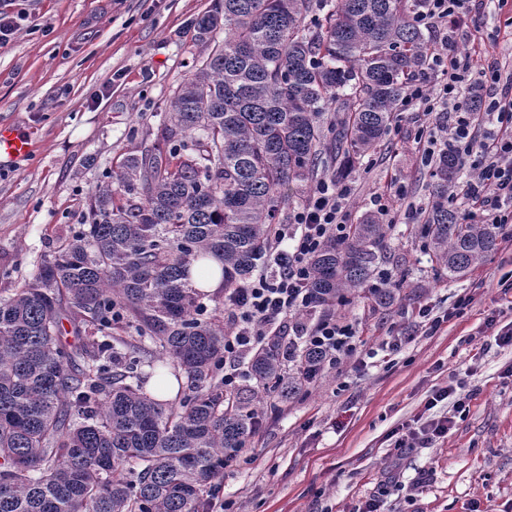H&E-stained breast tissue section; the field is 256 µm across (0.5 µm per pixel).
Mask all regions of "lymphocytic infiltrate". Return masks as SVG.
Instances as JSON below:
<instances>
[{"label": "lymphocytic infiltrate", "mask_w": 512, "mask_h": 512, "mask_svg": "<svg viewBox=\"0 0 512 512\" xmlns=\"http://www.w3.org/2000/svg\"><path fill=\"white\" fill-rule=\"evenodd\" d=\"M485 0H425L418 24L438 34L430 57L434 88L414 83L401 100L402 110L422 117L416 142L428 156L437 146L453 150L472 177L454 190L468 219L499 224L503 239L512 242V72L500 66L482 68L472 53L453 46L475 5ZM477 83L485 92L482 111H474L461 88ZM350 185L335 178L320 179L307 202L294 211L290 223L274 225L271 252L275 269L260 274L246 287L224 299L229 329L224 336V393L234 397L244 373L239 361L257 346L275 345L299 364L306 384H315L323 369H341L357 352L358 334L352 323L335 317L308 321L314 304L308 288L311 257L329 236H344L349 227ZM312 351L317 365L303 366L299 355ZM453 412L432 419L419 429L401 426L395 432L397 458L412 449L447 437L454 417L465 412L467 398L453 399Z\"/></svg>", "instance_id": "1"}]
</instances>
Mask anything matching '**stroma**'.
<instances>
[{"mask_svg":"<svg viewBox=\"0 0 512 512\" xmlns=\"http://www.w3.org/2000/svg\"><path fill=\"white\" fill-rule=\"evenodd\" d=\"M211 0H0L16 30L0 45V122L27 130L35 152L0 169V296L8 295L81 221L87 198L123 155L150 146L172 90L199 54L188 22ZM494 6L477 12L454 46L479 45L490 62L512 61V36ZM416 113L397 114L384 142L357 163L350 220L374 212L377 196L403 189L430 207L428 167L414 140ZM413 224L392 225L377 270L400 284L393 306L357 297L341 310L359 344L342 372L290 402L268 392L255 404L264 421L247 455L224 472L215 492L226 512H353L372 497L382 512H512V347L483 348L484 321L512 328V246H500L459 279L435 263ZM471 302L435 334L393 336L419 310L443 315ZM469 399L446 438L397 458L393 432L451 410L433 409L431 390ZM399 485L386 489L389 472Z\"/></svg>","mask_w":512,"mask_h":512,"instance_id":"35a3bbf8","label":"stroma"}]
</instances>
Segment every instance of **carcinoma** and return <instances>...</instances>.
Returning <instances> with one entry per match:
<instances>
[{
	"label": "carcinoma",
	"instance_id": "obj_1",
	"mask_svg": "<svg viewBox=\"0 0 512 512\" xmlns=\"http://www.w3.org/2000/svg\"><path fill=\"white\" fill-rule=\"evenodd\" d=\"M422 4L213 0L191 22L206 52L153 145L125 154L82 222L0 298V512H207L224 463L255 433L252 402L267 391L286 402L304 382L261 348L249 395L224 409V325L189 270L214 258L224 290L244 287L268 257L290 186L320 168L342 174L376 149L434 50L414 22ZM332 110L326 144L320 117ZM462 175L442 153L420 215L455 278L502 236L448 205ZM389 230L367 215L330 237L310 262L314 303L329 313L367 287ZM397 292L369 299L386 308ZM161 359L186 379L173 400L145 390L143 368Z\"/></svg>",
	"mask_w": 512,
	"mask_h": 512
}]
</instances>
